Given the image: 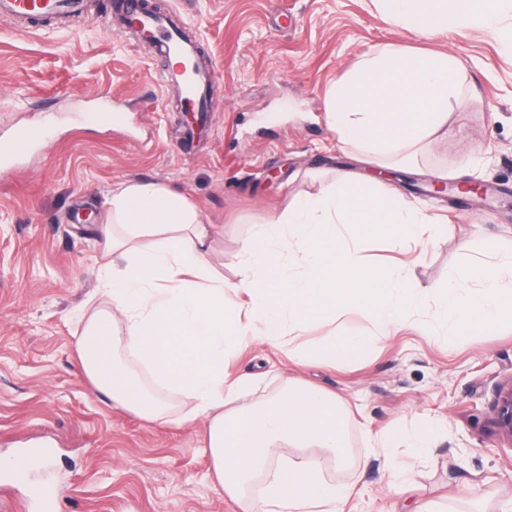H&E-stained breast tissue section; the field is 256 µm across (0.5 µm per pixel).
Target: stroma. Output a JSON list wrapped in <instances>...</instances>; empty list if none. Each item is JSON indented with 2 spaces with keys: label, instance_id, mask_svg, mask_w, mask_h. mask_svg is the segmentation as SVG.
Listing matches in <instances>:
<instances>
[{
  "label": "stroma",
  "instance_id": "1",
  "mask_svg": "<svg viewBox=\"0 0 512 512\" xmlns=\"http://www.w3.org/2000/svg\"><path fill=\"white\" fill-rule=\"evenodd\" d=\"M98 2L99 18L86 22L27 31L0 23V141L30 134L0 167V460L48 448L30 478L58 487V512H251L256 487L235 501L216 483L192 397L167 393V420L153 422L101 395L81 370L84 306L112 307L97 276L109 192L154 180L187 195L213 228L216 271L236 280L242 239L269 213L316 193L315 171L367 170L358 148L328 127L329 89L381 44L446 52L463 66L448 133L419 169L390 180L446 229L427 243L397 248L370 235L358 246L373 265L399 262L422 285H445L490 246L512 248V9L495 34L472 25L420 35L385 22L374 0H152L184 12L217 76V110L186 160V119L157 82L166 59L114 32L112 0ZM464 166L485 196L434 193L438 172ZM435 308L428 295L393 336L357 311L315 321L303 343L367 340L332 364L298 367L288 344L258 341L224 363L228 380L248 382L252 402L287 376L346 400L347 464L309 451L329 479L351 486L346 512H410L417 500L444 512H500L512 500V442L492 411L499 387L512 382V325L438 336ZM434 423L443 430L432 452L414 458L399 433ZM379 431L395 436L380 454L369 442ZM391 462L409 472L406 495L386 485Z\"/></svg>",
  "mask_w": 512,
  "mask_h": 512
}]
</instances>
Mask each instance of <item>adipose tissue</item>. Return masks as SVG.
Here are the masks:
<instances>
[{
    "instance_id": "1",
    "label": "adipose tissue",
    "mask_w": 512,
    "mask_h": 512,
    "mask_svg": "<svg viewBox=\"0 0 512 512\" xmlns=\"http://www.w3.org/2000/svg\"><path fill=\"white\" fill-rule=\"evenodd\" d=\"M378 2L390 23L422 34L431 19L492 31L501 14L499 5L478 10L473 0ZM456 74L448 55L376 47L333 86L328 125L340 142L379 158L414 161L448 129V103L460 91ZM425 222L404 197L372 193L338 172L317 194L254 225L242 243L238 278L227 281L215 271L211 229L195 204L161 183H117L109 221L100 227L101 278L114 311L88 306L78 343L83 371L98 392L151 420L163 418L165 403L117 367L119 349L135 355L160 385L190 394L205 417L213 474L225 493L237 498L261 477L253 512H342L346 487L301 454L327 448L336 464H346L341 397L289 377L275 395L247 404V384L225 382L224 361L252 338L299 336L314 318L348 306L373 314L384 332L396 330L425 295L409 271L363 266L355 244L367 234L397 244L415 240ZM490 253L491 262L456 271L439 298L435 320L451 334L512 321V250ZM471 283L479 294L469 293ZM240 293L249 296L248 306L234 302ZM117 312L126 331L119 343L112 339ZM283 445L294 455L272 465L273 449Z\"/></svg>"
}]
</instances>
